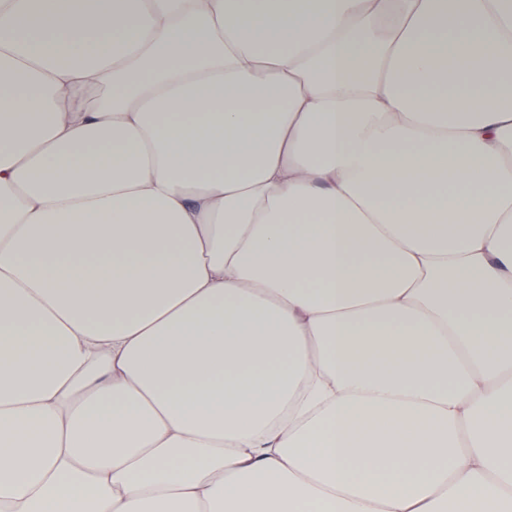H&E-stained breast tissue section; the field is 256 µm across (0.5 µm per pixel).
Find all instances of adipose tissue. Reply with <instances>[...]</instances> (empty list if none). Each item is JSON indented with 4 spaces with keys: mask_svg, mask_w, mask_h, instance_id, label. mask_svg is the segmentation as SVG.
I'll return each instance as SVG.
<instances>
[{
    "mask_svg": "<svg viewBox=\"0 0 512 512\" xmlns=\"http://www.w3.org/2000/svg\"><path fill=\"white\" fill-rule=\"evenodd\" d=\"M0 512H512V0H0Z\"/></svg>",
    "mask_w": 512,
    "mask_h": 512,
    "instance_id": "1",
    "label": "adipose tissue"
}]
</instances>
